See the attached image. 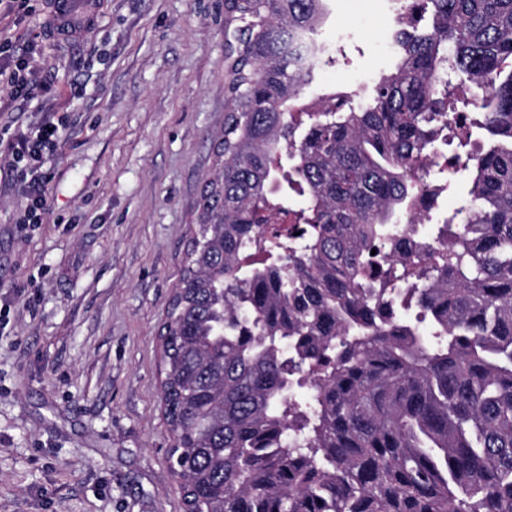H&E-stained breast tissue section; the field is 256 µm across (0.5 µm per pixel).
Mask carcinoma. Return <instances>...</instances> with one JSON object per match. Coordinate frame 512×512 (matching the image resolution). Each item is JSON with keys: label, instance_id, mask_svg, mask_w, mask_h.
<instances>
[{"label": "carcinoma", "instance_id": "obj_1", "mask_svg": "<svg viewBox=\"0 0 512 512\" xmlns=\"http://www.w3.org/2000/svg\"><path fill=\"white\" fill-rule=\"evenodd\" d=\"M328 2L224 0V134L162 323L184 512H512V0H421L357 107L304 110ZM448 72L484 130L457 125L462 168ZM433 167L470 182L446 256L375 288Z\"/></svg>", "mask_w": 512, "mask_h": 512}]
</instances>
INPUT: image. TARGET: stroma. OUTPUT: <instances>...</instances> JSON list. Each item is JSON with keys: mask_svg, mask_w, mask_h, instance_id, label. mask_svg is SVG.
<instances>
[{"mask_svg": "<svg viewBox=\"0 0 512 512\" xmlns=\"http://www.w3.org/2000/svg\"><path fill=\"white\" fill-rule=\"evenodd\" d=\"M380 0H330L312 94L387 68ZM35 40L38 102L0 85V127L66 125L48 213L0 179V512H182L160 403L159 328L227 110L224 0H106L83 37Z\"/></svg>", "mask_w": 512, "mask_h": 512, "instance_id": "1", "label": "stroma"}]
</instances>
